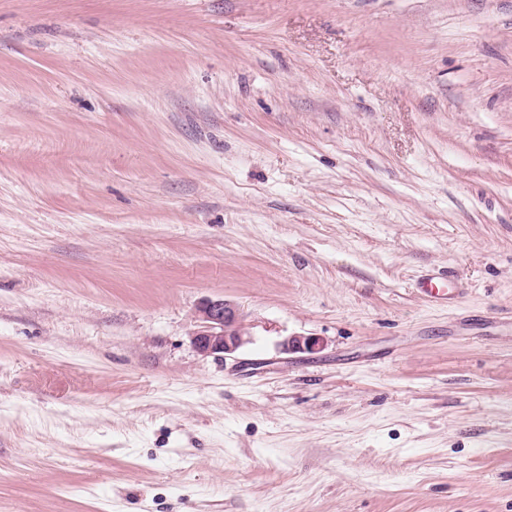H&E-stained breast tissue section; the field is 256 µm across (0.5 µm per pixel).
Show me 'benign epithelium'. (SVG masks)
I'll list each match as a JSON object with an SVG mask.
<instances>
[{"instance_id": "7a95c632", "label": "benign epithelium", "mask_w": 512, "mask_h": 512, "mask_svg": "<svg viewBox=\"0 0 512 512\" xmlns=\"http://www.w3.org/2000/svg\"><path fill=\"white\" fill-rule=\"evenodd\" d=\"M248 330L239 307L224 298L204 299L197 306V325L189 340L203 357H226L236 353L248 342ZM321 348L320 339L312 336H291L284 340L286 352H313Z\"/></svg>"}]
</instances>
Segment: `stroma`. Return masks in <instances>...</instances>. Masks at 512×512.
<instances>
[{"label": "stroma", "mask_w": 512, "mask_h": 512, "mask_svg": "<svg viewBox=\"0 0 512 512\" xmlns=\"http://www.w3.org/2000/svg\"><path fill=\"white\" fill-rule=\"evenodd\" d=\"M0 512H512V0H0ZM417 289L423 298L430 303L447 305L456 300L459 287L453 279H443L437 276H426L417 283ZM197 325L189 340L202 357L236 353L248 342V330L239 307L224 298L204 299L197 306Z\"/></svg>", "instance_id": "stroma-1"}]
</instances>
